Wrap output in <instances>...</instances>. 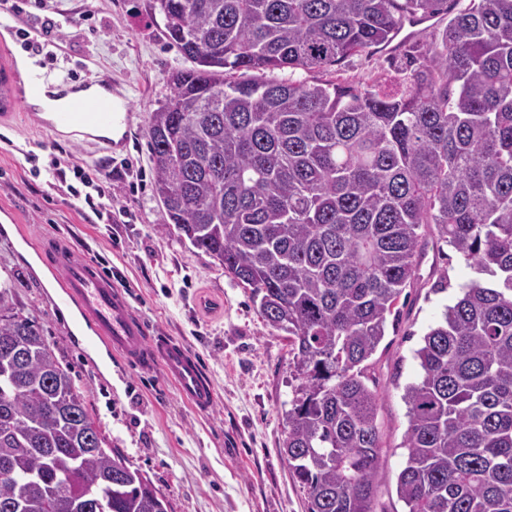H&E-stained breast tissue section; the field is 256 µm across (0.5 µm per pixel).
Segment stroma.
Masks as SVG:
<instances>
[{
    "mask_svg": "<svg viewBox=\"0 0 512 512\" xmlns=\"http://www.w3.org/2000/svg\"><path fill=\"white\" fill-rule=\"evenodd\" d=\"M45 2L61 32L55 54L32 59L0 44V70L13 69L20 89L33 67L60 79L109 76L130 100L131 129L124 151L107 153L51 138L22 113L0 123V285L11 287L24 315L39 324L106 443L148 476L169 512H305L304 494L281 454L296 384L284 333L266 325L251 289L187 239L160 230L167 216L153 192L147 122L170 93V74L189 60L146 0ZM390 56L387 50L355 55L322 77L369 83L393 74ZM55 160L62 179L52 186L46 171ZM76 162L100 170L112 223H91L72 206L65 188L76 182ZM48 238L96 260L153 331L197 355L216 386L209 413H196L161 372L143 374L110 359L104 347L78 343V314L60 303L57 280L38 255ZM442 275L450 286L434 291ZM476 277L451 247L428 244L413 288L398 303L399 322L373 357L383 445L374 479L377 512L405 509L396 481L406 461L403 388L421 375L414 352ZM202 293L216 308L196 309Z\"/></svg>",
    "mask_w": 512,
    "mask_h": 512,
    "instance_id": "stroma-1",
    "label": "stroma"
}]
</instances>
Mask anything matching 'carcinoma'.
<instances>
[{
	"label": "carcinoma",
	"mask_w": 512,
	"mask_h": 512,
	"mask_svg": "<svg viewBox=\"0 0 512 512\" xmlns=\"http://www.w3.org/2000/svg\"><path fill=\"white\" fill-rule=\"evenodd\" d=\"M193 63L148 118L167 224L252 289L299 384L283 454L306 512H376L368 361L414 282L420 232L461 288L404 387L406 512H512V0H147ZM449 16L390 83L273 77ZM105 439L36 322L0 288V512H168Z\"/></svg>",
	"instance_id": "obj_1"
}]
</instances>
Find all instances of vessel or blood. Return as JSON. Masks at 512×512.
Here are the masks:
<instances>
[{
    "instance_id": "1",
    "label": "vessel or blood",
    "mask_w": 512,
    "mask_h": 512,
    "mask_svg": "<svg viewBox=\"0 0 512 512\" xmlns=\"http://www.w3.org/2000/svg\"><path fill=\"white\" fill-rule=\"evenodd\" d=\"M44 95L51 109L39 115L37 122L51 137L82 140L101 151L126 145L122 132L130 125V103L124 93L113 89L109 77L94 84H49ZM42 256L57 277L60 301L77 308L95 342L133 369L161 370L195 411L213 408L215 387L195 353L173 337L151 332L129 294L96 262L79 257L58 240L48 242Z\"/></svg>"
}]
</instances>
